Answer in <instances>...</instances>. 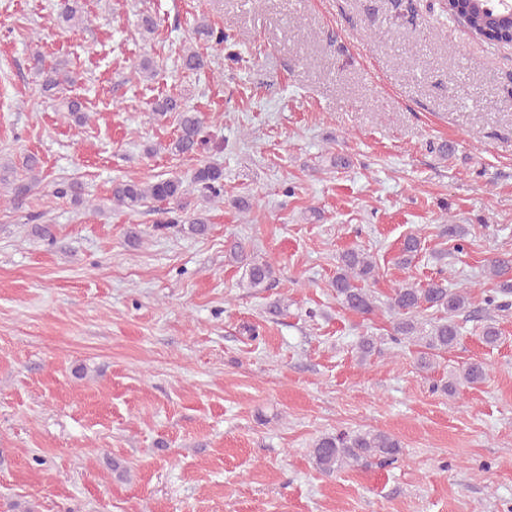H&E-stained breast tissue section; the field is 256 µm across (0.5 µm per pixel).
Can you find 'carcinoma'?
<instances>
[{"label":"carcinoma","mask_w":512,"mask_h":512,"mask_svg":"<svg viewBox=\"0 0 512 512\" xmlns=\"http://www.w3.org/2000/svg\"><path fill=\"white\" fill-rule=\"evenodd\" d=\"M79 0H59L57 20L72 28L85 23L79 14ZM448 15L462 21L474 34L492 44H512V13L504 7V0H447ZM195 34L218 45L228 41V35L215 31L205 23L195 27ZM181 66L189 71H201L208 67L207 57L187 49L181 56ZM35 71L43 92L54 97L67 86L75 85L79 76L63 66L47 67L40 56L32 58ZM157 68L149 59L140 61L132 71L134 78L146 81L156 78ZM67 117L77 126L85 125L89 113L82 110L79 101H66ZM151 118L157 122L165 120L168 114L178 113L177 134L170 145L171 153L189 155L196 153L206 142L204 139L205 118L202 113L186 108L175 97L155 100L148 109ZM25 169L29 175L26 182L13 180L14 168L0 164V184L11 185L10 202L19 203L25 199L39 182L40 160L35 155L25 157ZM198 194L204 203L224 201V169L216 163L200 165L190 181L179 176L157 178L151 181L126 179L112 186V202L118 206L135 210L151 201L167 202L174 208L187 213L184 230L192 236H203L208 231L207 218L197 211L188 212L189 198ZM59 197H68L76 204L86 202L84 189L77 181L62 182L56 188ZM422 250L421 237L410 235L405 238L400 249L399 264L410 265ZM231 260L244 269V279L249 288H267L274 278L275 269L271 262L259 260L245 251L236 242L229 248ZM376 264L372 257L360 249H347L338 258L336 276L332 287L342 306L350 311L371 315L377 310L376 299L362 284L374 278ZM489 279L496 282L495 294L486 302L500 310L512 307L508 297L512 296V256L496 254L486 260ZM470 302L467 293L459 288H450L446 279L432 280L425 285L407 283L395 289L389 301V309L394 312L390 339L398 344L423 348L418 363L423 368L431 366L434 356L455 347L460 340L461 327L458 317L467 312ZM434 311L428 318L424 313ZM376 336L359 338L357 349L360 358L365 360L380 352ZM487 367L484 363L470 362L448 380V393L460 388H472L485 381ZM402 453L400 442L391 434L380 430H338L324 434L313 444L311 457L321 472L332 474L337 470L367 458L375 457L383 465L398 460Z\"/></svg>","instance_id":"carcinoma-1"}]
</instances>
